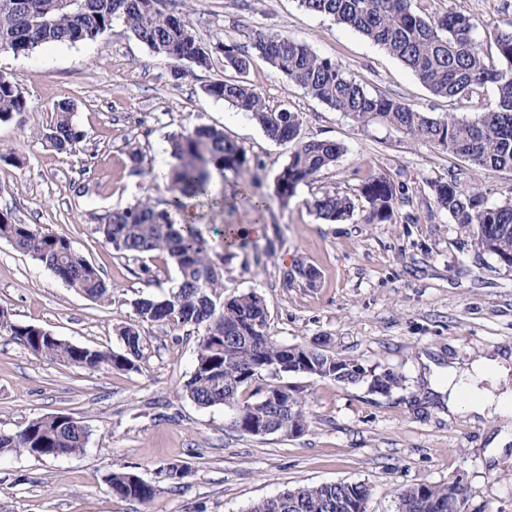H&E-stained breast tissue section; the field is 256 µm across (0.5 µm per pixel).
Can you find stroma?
<instances>
[{
	"label": "stroma",
	"mask_w": 512,
	"mask_h": 512,
	"mask_svg": "<svg viewBox=\"0 0 512 512\" xmlns=\"http://www.w3.org/2000/svg\"><path fill=\"white\" fill-rule=\"evenodd\" d=\"M422 16L460 11L480 19L477 47L495 57V29H512V0H411ZM191 23L203 46L216 40L248 44L254 28L281 32L340 62L368 90L399 96L415 108L477 118L495 98L451 104L435 97L400 61L358 32L306 12L299 0H199ZM177 64L154 54L122 21L96 40L46 44L25 56L0 51V71L13 74L24 111L0 121V212L20 224L65 233L112 287V301L87 299L40 261L0 240V309L84 347L122 350L118 333L135 318L134 304L161 297L176 278L161 254L133 257L104 245L99 217L136 202L151 189L150 173L169 135L195 125L223 128L246 152L239 172L215 176L230 192L249 184L267 201L255 217L247 198L230 200L208 218L204 234L228 224L260 223L224 263V294L257 293L269 334L278 344L330 346L368 368L401 376L388 394L367 384L305 375L285 383L310 395L306 431L298 436H248L231 426L224 406L202 407L180 394L195 364L198 331L143 324L140 371L82 368L36 358L0 334V432L68 413L86 424L84 450L57 458L0 454V512H248L252 503L299 485L361 482L366 512H395L398 489L459 480L466 512H512V442L493 456L500 417L445 412L429 393L425 360L465 364L512 353V268L478 253L472 238L435 202L431 184L456 175L462 190L478 189L488 204L512 200V170H492L414 141L374 123L360 126L320 102L261 57L245 76L274 107L300 114L304 139L345 147L335 166L300 184L288 204L275 179L291 144L268 139L260 126L204 92L224 79L221 58L178 75ZM74 108L83 139L57 153L36 130L48 128L57 104ZM138 151L141 173L129 154ZM383 173L402 185L394 217L373 219L360 195L364 179ZM349 195L351 219L331 223L311 201ZM314 270L315 280L301 277ZM186 464L180 483L164 479L168 464ZM129 466L156 487L150 503L114 497L104 481Z\"/></svg>",
	"instance_id": "35a3bbf8"
}]
</instances>
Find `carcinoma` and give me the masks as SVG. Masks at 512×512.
I'll list each match as a JSON object with an SVG mask.
<instances>
[{"label":"carcinoma","instance_id":"cac0c4a2","mask_svg":"<svg viewBox=\"0 0 512 512\" xmlns=\"http://www.w3.org/2000/svg\"><path fill=\"white\" fill-rule=\"evenodd\" d=\"M197 0L186 11L173 12L165 0H0V50L27 55L47 44H75L95 40L122 21L134 36L157 56L196 68L212 65L213 55H224V67L238 74L250 67L252 54L282 72L289 82L312 97L365 126L381 120L402 134L435 149L492 170H512V32L496 35L498 64L476 49L474 32L479 19L448 11L420 16L409 0H300L305 11L329 17L367 37L401 61L435 96L450 101L473 99L485 87L496 88V99L475 120L453 112L438 115L411 104L372 94L338 62L317 55L305 43L288 35L255 28L250 49L218 41L212 48L197 40L190 22ZM205 93L223 100L254 120L272 140L294 143L288 162L279 172L275 193L286 205L298 186L334 165L344 147L330 140L300 138L302 119L286 107H273L241 78H226L205 87ZM26 107L14 77L0 73V120ZM58 153H70L83 139L73 120L72 106L61 103L49 128L36 130ZM171 158L167 175L168 208L159 210L149 194L135 204L99 218L96 233L113 249L141 256L163 253L176 269L177 283L162 299L135 303L136 321L120 331L124 350L79 347L58 337L49 338L31 324L3 319L8 332L37 358L81 367L141 369L142 339L136 325H191L201 330L194 370L181 394L202 407L224 405L233 410L231 425L239 432L258 421L274 426L272 433L288 435L304 430L308 398L297 386L281 381L280 364L306 359L318 367L313 378L344 384L368 383L371 391L388 394L399 386L391 371L376 372L357 358L328 346V341L285 346L268 333L261 298L246 293L224 298V249L227 241L213 243L183 216V199L215 213L224 209L226 196L211 187L212 171H237L247 163L244 150L215 126H196L167 140ZM432 191L440 208L467 227L480 253L497 260H512V201L487 205L476 191L460 190L453 178L439 180ZM400 187L387 175L372 173L360 193L380 221L392 218ZM310 207L322 219L342 222L354 211L346 195L329 194ZM0 239L42 262L68 287L99 303L112 301V288L96 268L80 256L61 232L16 224L0 213ZM252 389L250 397L245 390ZM88 429L82 420L66 414L43 416L11 434L0 433V453H27L58 457L83 451ZM112 495L147 504L155 487L128 467H116L105 477ZM368 487L361 482L301 485L252 505L249 512H366ZM397 512H464L463 489L454 480L442 485H415L396 493Z\"/></svg>","mask_w":512,"mask_h":512}]
</instances>
